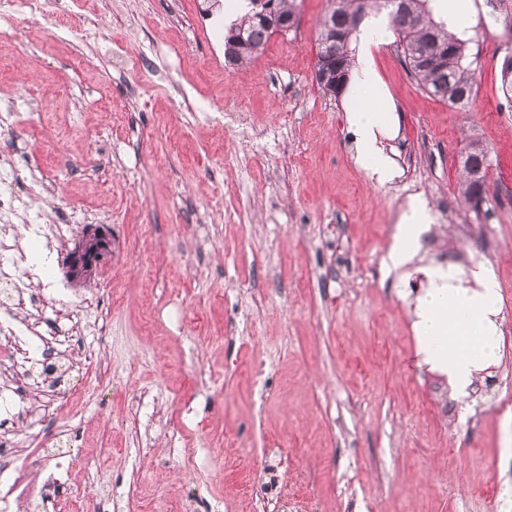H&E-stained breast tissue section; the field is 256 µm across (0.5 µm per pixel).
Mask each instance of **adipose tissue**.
<instances>
[{"instance_id": "adipose-tissue-1", "label": "adipose tissue", "mask_w": 512, "mask_h": 512, "mask_svg": "<svg viewBox=\"0 0 512 512\" xmlns=\"http://www.w3.org/2000/svg\"><path fill=\"white\" fill-rule=\"evenodd\" d=\"M385 30L381 25L368 27L361 36L364 52L349 86L351 97L384 100L388 93L378 76L369 52L380 43ZM356 143V161L380 184L390 181L394 169L383 151L382 142L392 130V113L366 106L348 115ZM427 214L418 204H411L405 217L403 235L392 246L388 260L392 267L405 265L418 246ZM426 276L429 286L416 304L414 327L417 355L421 364L439 371L461 396L467 395L480 372L496 362L499 353L497 318L500 294L493 274L483 267L472 269V287L455 284L451 270L434 268Z\"/></svg>"}]
</instances>
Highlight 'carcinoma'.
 <instances>
[{
    "instance_id": "1",
    "label": "carcinoma",
    "mask_w": 512,
    "mask_h": 512,
    "mask_svg": "<svg viewBox=\"0 0 512 512\" xmlns=\"http://www.w3.org/2000/svg\"><path fill=\"white\" fill-rule=\"evenodd\" d=\"M248 10L233 20L224 32V49L229 65H242L257 55L272 36L270 25L261 14L269 11L277 21L297 16V0H246ZM386 13L396 35L408 71L428 95L453 107L469 104L477 86L474 70L466 64V42L448 32L447 23L436 20L429 0H330L317 42V64L349 76L355 49L351 43L366 17ZM470 152L461 163L463 179L460 194L471 206L477 197V185L470 181L468 169H476L488 154L480 141L468 143Z\"/></svg>"
}]
</instances>
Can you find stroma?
Returning a JSON list of instances; mask_svg holds the SVG:
<instances>
[{"label":"stroma","mask_w":512,"mask_h":512,"mask_svg":"<svg viewBox=\"0 0 512 512\" xmlns=\"http://www.w3.org/2000/svg\"><path fill=\"white\" fill-rule=\"evenodd\" d=\"M462 38L477 76L470 104L423 92L394 34L373 59L394 105L378 184L355 161L348 95L314 79L326 0L251 64L224 63L223 6L207 0H68L23 43L0 32V107L19 112L0 166L16 167V234L53 279L85 225L112 233L97 278L49 300L83 327L53 382L30 390L0 433L20 453L64 452L65 491L118 494L130 512H505L512 505V99L501 64L512 31L472 0ZM96 31L76 41L69 26ZM222 109L223 122L199 120ZM489 152L482 210L459 197V155ZM223 182V202L213 187ZM436 245L388 265L411 203ZM68 219L62 241L25 225ZM469 232H462V225ZM500 288V352L467 398L416 355L413 307L426 267ZM121 289V305L104 277ZM109 358L98 381L87 366ZM80 405H72V395ZM50 412L74 431L42 430ZM105 466L89 481L87 461Z\"/></svg>","instance_id":"obj_1"}]
</instances>
